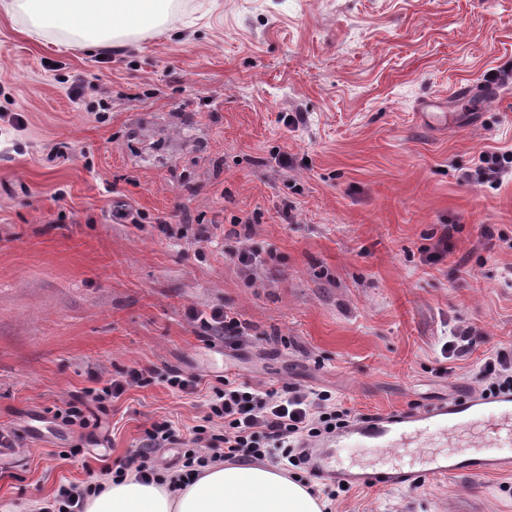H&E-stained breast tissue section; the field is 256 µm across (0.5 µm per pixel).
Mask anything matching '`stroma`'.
<instances>
[{
  "label": "stroma",
  "mask_w": 512,
  "mask_h": 512,
  "mask_svg": "<svg viewBox=\"0 0 512 512\" xmlns=\"http://www.w3.org/2000/svg\"><path fill=\"white\" fill-rule=\"evenodd\" d=\"M500 70L512 0H173L165 24L98 54L0 12V426L24 438L0 501L30 512L151 420L188 438L224 372L326 390L356 416L469 384L512 345V177L476 174L512 150V82L486 80ZM428 106L452 125L418 121ZM243 217L264 265L229 257ZM214 307L251 325L220 355L187 317ZM461 324L473 352L444 358ZM133 366L201 383L127 390L101 445L62 459L76 437L46 409ZM465 503L512 512V471L354 486L332 512ZM163 381L172 391L185 395L197 393L200 384L197 377L185 376L177 371L168 372Z\"/></svg>",
  "instance_id": "35a3bbf8"
}]
</instances>
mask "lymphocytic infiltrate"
<instances>
[{
    "instance_id": "obj_1",
    "label": "lymphocytic infiltrate",
    "mask_w": 512,
    "mask_h": 512,
    "mask_svg": "<svg viewBox=\"0 0 512 512\" xmlns=\"http://www.w3.org/2000/svg\"><path fill=\"white\" fill-rule=\"evenodd\" d=\"M189 318L206 341L221 338L232 342L249 331L244 320L224 309L194 311ZM154 374L151 368H131L121 378L91 390L89 399L79 398L65 408L55 409L54 422L79 436L78 443L65 450V457L83 455L85 442L92 440L101 425L100 416L107 413L112 399L128 388L149 385ZM471 378L487 394L512 390V349L490 350ZM349 421V411L337 407L331 394L289 385L258 390L237 382L235 377L223 376L211 386L208 411L200 424L193 426L182 467L171 475L170 482L177 489L198 479L204 468L214 464L266 460L274 447L281 449L293 466H301L302 459L295 450L303 441L331 434ZM176 441L173 421H152L135 451L116 459L104 473L90 474L83 482L59 485L53 497L42 499L39 512H84L89 497L103 492L109 481L131 473L147 483L160 480L162 474L153 456Z\"/></svg>"
}]
</instances>
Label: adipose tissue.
<instances>
[{
  "label": "adipose tissue",
  "mask_w": 512,
  "mask_h": 512,
  "mask_svg": "<svg viewBox=\"0 0 512 512\" xmlns=\"http://www.w3.org/2000/svg\"><path fill=\"white\" fill-rule=\"evenodd\" d=\"M168 7L169 0H0L6 13L36 27L54 23L87 48L118 40L129 21L153 24ZM86 512H321V505L275 468L242 463L209 466L179 490L130 474L90 497Z\"/></svg>",
  "instance_id": "adipose-tissue-1"
}]
</instances>
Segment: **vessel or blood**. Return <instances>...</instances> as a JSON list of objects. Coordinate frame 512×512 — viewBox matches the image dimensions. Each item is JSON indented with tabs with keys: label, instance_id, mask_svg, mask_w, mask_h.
Returning <instances> with one entry per match:
<instances>
[{
	"label": "vessel or blood",
	"instance_id": "b4317fda",
	"mask_svg": "<svg viewBox=\"0 0 512 512\" xmlns=\"http://www.w3.org/2000/svg\"><path fill=\"white\" fill-rule=\"evenodd\" d=\"M366 449L389 453L387 467L361 466ZM319 478L353 486L414 487L429 479L512 470V392L459 390L444 402L358 418L302 447Z\"/></svg>",
	"mask_w": 512,
	"mask_h": 512
}]
</instances>
